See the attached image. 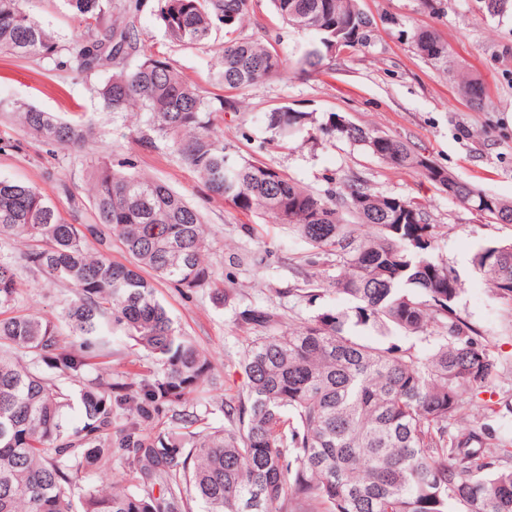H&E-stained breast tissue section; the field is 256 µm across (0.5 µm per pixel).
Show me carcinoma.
<instances>
[{"label": "carcinoma", "instance_id": "obj_1", "mask_svg": "<svg viewBox=\"0 0 512 512\" xmlns=\"http://www.w3.org/2000/svg\"><path fill=\"white\" fill-rule=\"evenodd\" d=\"M83 27L59 43L26 9L0 0V53L36 57L85 76L105 72L100 89L113 112L138 110L151 135L168 143L209 195L243 213L284 224L309 248L307 263L336 258L329 289L354 302L356 322L416 336L419 349L367 342L345 311L328 309L292 332L278 331L264 305L241 312L251 338L240 361L242 394L221 403L224 425L197 428L191 395L208 382L207 356L175 326L156 282L217 287L206 259L201 211L167 184L117 168L91 166L93 222L70 224L39 187L0 178V239L24 243L20 262L0 260V512H512V437L487 448L492 405L463 425L468 398L489 387L499 361L457 313L458 276L433 254L434 225L419 203L376 195L349 180L322 196L257 160L228 152L214 128L234 109L208 101L168 60L144 53L135 24L140 0H63ZM286 26L309 35L293 63L312 72L336 48L362 44L371 20L358 0H270ZM482 12L512 11V0H481ZM253 0H160L166 36L207 44L224 28L213 78L247 89L281 76L267 38L236 36ZM415 51L445 75L448 43L434 31L406 33ZM474 105L483 83L458 81ZM15 122L51 147L78 148L89 121H66L32 106ZM306 112L267 116L277 138L308 130ZM358 143L394 168L415 169L483 217L512 224V202L464 182L414 145L334 114L320 127ZM118 240L131 262L113 261ZM75 288L64 325L18 310V265ZM499 299L512 303V241L489 242L473 257ZM150 272L147 277L144 272ZM121 331L161 371L114 382L112 332ZM175 426L145 434L162 409ZM117 448L133 489L105 488L79 476Z\"/></svg>", "mask_w": 512, "mask_h": 512}]
</instances>
